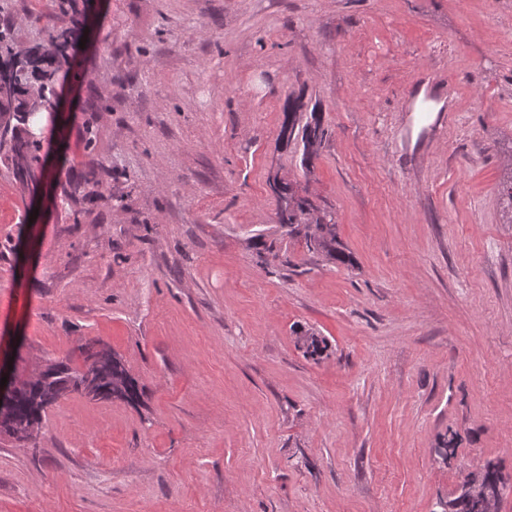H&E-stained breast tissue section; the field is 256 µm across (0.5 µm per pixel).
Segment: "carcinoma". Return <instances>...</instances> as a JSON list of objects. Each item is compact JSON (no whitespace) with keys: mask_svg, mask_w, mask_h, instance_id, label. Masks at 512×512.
Segmentation results:
<instances>
[{"mask_svg":"<svg viewBox=\"0 0 512 512\" xmlns=\"http://www.w3.org/2000/svg\"><path fill=\"white\" fill-rule=\"evenodd\" d=\"M58 10L63 15L73 16V25L57 30L47 29L46 39L30 47V55L20 60L14 53L15 43L11 41V31L0 30V117L4 126L0 127V148L12 154L13 176L25 186L35 183L42 173V143L21 135L20 124H28L33 118L24 115V106L20 99L23 88L36 82L45 91V104L54 106L57 98L54 77L56 73L69 66L67 49L81 36L82 28L76 19L80 14L75 0H58ZM328 136L316 115H311L301 127L302 165L310 169ZM278 223L287 228L290 236L304 238L305 247L312 253H320L330 260L345 263L348 255L336 233V213L328 207H317L305 198H298L288 211H277ZM297 344L311 357L322 354L326 345L315 333L306 331L297 337ZM78 370L68 359L47 365L45 381L29 382L16 377V382L0 398V433L8 434L20 441L29 436L23 431L42 424L47 408L57 403L66 389L77 391L74 380ZM112 376L119 379L121 386L109 389L104 384L103 400L112 398L135 402L140 398L136 381L129 375L118 357H113ZM438 512H475L476 506L459 487L457 494L448 500L437 502Z\"/></svg>","mask_w":512,"mask_h":512,"instance_id":"carcinoma-1","label":"carcinoma"}]
</instances>
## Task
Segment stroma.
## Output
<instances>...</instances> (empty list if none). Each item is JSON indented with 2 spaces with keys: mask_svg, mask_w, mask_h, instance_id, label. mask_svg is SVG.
<instances>
[{
  "mask_svg": "<svg viewBox=\"0 0 512 512\" xmlns=\"http://www.w3.org/2000/svg\"><path fill=\"white\" fill-rule=\"evenodd\" d=\"M78 3L36 196L0 161V337L23 375L108 348L141 396L0 434V512H434L512 477V0ZM57 14L0 0L28 46ZM274 171L350 263L286 235ZM328 136V131L322 127L321 121L315 112L311 113L310 121L307 120L301 127L302 165L306 171H310V164L317 155L322 144ZM312 147H315L312 149Z\"/></svg>",
  "mask_w": 512,
  "mask_h": 512,
  "instance_id": "35a3bbf8",
  "label": "stroma"
}]
</instances>
